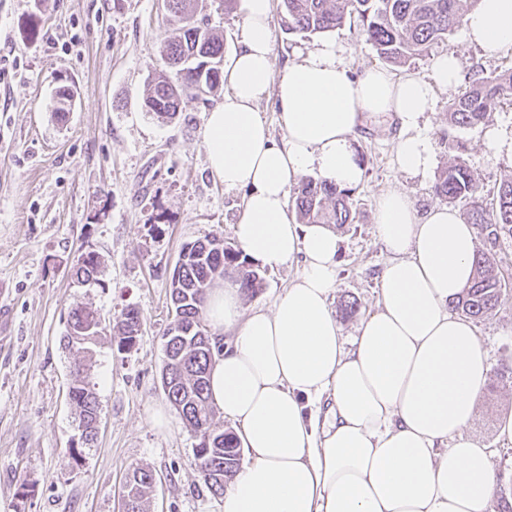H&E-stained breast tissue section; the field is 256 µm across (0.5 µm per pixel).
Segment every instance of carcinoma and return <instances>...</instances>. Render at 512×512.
I'll return each mask as SVG.
<instances>
[{
	"label": "carcinoma",
	"mask_w": 512,
	"mask_h": 512,
	"mask_svg": "<svg viewBox=\"0 0 512 512\" xmlns=\"http://www.w3.org/2000/svg\"><path fill=\"white\" fill-rule=\"evenodd\" d=\"M167 22L179 26V35L164 40L160 53L168 71L149 83L144 106L157 117L172 120L181 111L183 99H201L219 84L218 64L224 59V42L213 34L204 19L195 18L199 0H165ZM284 30L290 34L314 35L334 31L355 19L388 63L402 65L428 53L448 39L479 0H281ZM503 99H512V68L493 77L475 71L468 87L454 99L448 110V124L471 128L481 123ZM434 194L449 204L462 203L467 223L481 226L485 248L477 251L475 275L453 309L480 319L505 298L506 285L498 276L497 248L506 236L512 238V178L502 180L485 196L479 180L463 162H455L438 176ZM294 208L302 224H351V190L315 177H305L294 189ZM189 251L177 274L170 277L169 294L173 319L168 328L165 353L172 354L174 367L162 373V387L169 403L198 440L194 455L201 456L207 472L200 473L212 495H223L226 479L240 462V442L230 430L216 426L218 412L209 396L208 377L219 348L207 334L204 323L207 291L236 271L241 294L254 298L263 287V277L242 250L220 239L195 241L183 246ZM98 257L88 252L74 266L79 283L95 280ZM118 349L139 336L142 316L134 308L116 318ZM100 321L86 306H71L67 319V347L82 353L99 335ZM76 380L69 398L79 424L89 427L99 414L95 385L89 379L90 366L74 362ZM129 497L132 512H144L143 505L153 489V473L137 467L130 474Z\"/></svg>",
	"instance_id": "obj_1"
}]
</instances>
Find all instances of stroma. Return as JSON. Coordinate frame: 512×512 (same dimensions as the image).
<instances>
[{
    "label": "stroma",
    "mask_w": 512,
    "mask_h": 512,
    "mask_svg": "<svg viewBox=\"0 0 512 512\" xmlns=\"http://www.w3.org/2000/svg\"><path fill=\"white\" fill-rule=\"evenodd\" d=\"M280 16L273 6L275 68L324 41L335 42L351 76L383 64L358 24L304 37L286 33ZM175 33L164 0H0V512H118L135 465L156 478L148 512H219L195 466L197 440L161 384L172 320L167 279L185 243L232 241L245 193L225 189L206 160L205 116L223 90L184 99L170 122L143 107L147 82L163 67L160 43ZM449 53L466 77L478 66L488 75L512 67V50L486 57L458 30L390 72L423 77L433 57ZM64 85L74 98L60 118L55 92ZM457 94L436 90L421 122L434 149L426 174L398 169L394 116L365 120L353 137L365 175L353 189V223L336 229L332 307L357 304L338 318L343 335H354L377 303L387 260L375 228L380 195L403 190L423 215L438 204L433 185L455 160L488 190L512 176V152L489 146L491 133L512 136V102L475 127L456 128L448 106ZM87 252L98 255L101 274L97 284L77 288L73 268ZM498 256L509 288L476 322L491 372L468 434L495 448L499 486L512 500V449L499 446L496 432L498 418L512 413V239ZM76 301L97 313L105 331L90 359L99 432L74 461L73 356L61 338ZM128 307L143 325L135 347L123 351L112 326Z\"/></svg>",
    "instance_id": "1"
}]
</instances>
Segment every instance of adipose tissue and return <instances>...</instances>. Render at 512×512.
Here are the masks:
<instances>
[{"label":"adipose tissue","instance_id":"ef3b65f1","mask_svg":"<svg viewBox=\"0 0 512 512\" xmlns=\"http://www.w3.org/2000/svg\"><path fill=\"white\" fill-rule=\"evenodd\" d=\"M271 4L237 2L239 47L203 141L225 188L247 191L233 226L243 253L271 269L298 259L302 271L268 310L243 312L231 280L207 298L223 340L213 402L248 452L222 512H491L495 451L467 433L490 363L474 323L452 309L475 273L473 226L453 208L421 217L404 191L382 194L375 224L388 259L376 309L348 342L331 306L341 239L323 224H295L287 202L309 175L361 182L352 138L370 117L396 116L399 169L425 173L433 148L420 121L435 89L457 85L459 60L437 58L425 79L378 67L353 79L326 41L278 72ZM464 37L490 57L511 50L512 0H479ZM271 95L279 141L258 109Z\"/></svg>","mask_w":512,"mask_h":512}]
</instances>
